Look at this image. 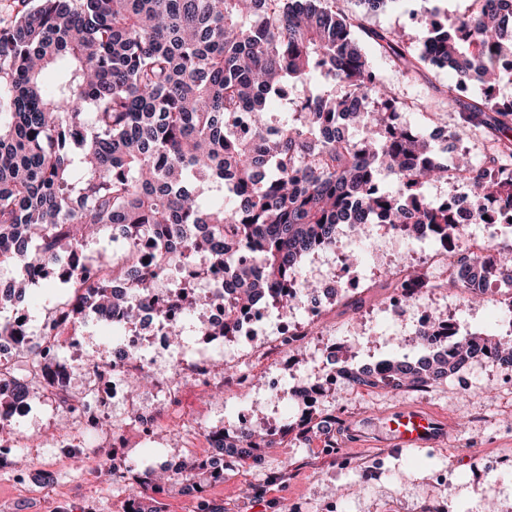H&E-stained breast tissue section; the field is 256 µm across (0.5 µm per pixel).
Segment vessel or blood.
<instances>
[{
	"label": "vessel or blood",
	"mask_w": 512,
	"mask_h": 512,
	"mask_svg": "<svg viewBox=\"0 0 512 512\" xmlns=\"http://www.w3.org/2000/svg\"><path fill=\"white\" fill-rule=\"evenodd\" d=\"M450 421L422 407L396 408L382 414L377 436L388 448H429L445 441Z\"/></svg>",
	"instance_id": "vessel-or-blood-1"
}]
</instances>
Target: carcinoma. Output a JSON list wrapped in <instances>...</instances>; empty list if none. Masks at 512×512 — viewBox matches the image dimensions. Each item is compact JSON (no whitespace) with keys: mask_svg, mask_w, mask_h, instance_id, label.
Here are the masks:
<instances>
[{"mask_svg":"<svg viewBox=\"0 0 512 512\" xmlns=\"http://www.w3.org/2000/svg\"><path fill=\"white\" fill-rule=\"evenodd\" d=\"M448 28L436 9L412 13L424 31L415 45L364 17L336 11L335 0H17L0 19V272L53 267L81 245L102 247L112 279L86 286L84 299L113 301L112 288L148 295V274L132 245L157 241L153 264H191L200 254L234 274L246 305L278 288L283 314L298 304L288 280L304 255L349 225L380 222L411 233L428 226L441 239L463 224H485L497 204L512 207V99L494 94L512 57V0H477ZM409 78L448 69L484 86L435 89L457 113V130L480 134L485 164L456 157L472 206L461 218L421 194L448 180L447 148L396 124L403 103L383 82L363 40ZM55 66L54 86L44 72ZM512 80V73L507 75ZM341 82L336 95L329 86ZM310 89L285 122L272 121L276 94ZM363 123L366 135L346 130ZM404 186L394 195L384 172ZM507 241L480 262L477 275L448 283L473 302L512 279V223ZM429 355L385 363L382 377L351 369L353 387L421 390L470 362L474 347L512 365V342L466 336L447 345L419 336ZM276 444L238 431L231 447L257 462ZM219 478L197 461L174 477L198 486Z\"/></svg>","mask_w":512,"mask_h":512,"instance_id":"cac0c4a2","label":"carcinoma"}]
</instances>
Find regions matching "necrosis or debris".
Segmentation results:
<instances>
[{"instance_id": "necrosis-or-debris-1", "label": "necrosis or debris", "mask_w": 512, "mask_h": 512, "mask_svg": "<svg viewBox=\"0 0 512 512\" xmlns=\"http://www.w3.org/2000/svg\"><path fill=\"white\" fill-rule=\"evenodd\" d=\"M503 227L486 224L478 237L462 235L460 240L439 242L429 231H421L415 241L421 247L419 264L431 275L425 280L404 277L403 267H396L394 287L389 303L398 312L421 298L434 295L436 285L448 275L470 278L474 270L458 267L453 256L458 247H466L476 257L490 253L500 241ZM339 244H331L316 252L319 260H330V270L319 275L321 291L315 301L301 304L302 320L284 316L272 299L254 302L247 309H235L236 295L230 272L208 264L184 267L179 278H172L164 267H151L148 298H140L131 289L123 294L138 304L136 320L126 318L122 308L100 311L95 306L78 302L77 292L64 300L43 308L37 320H29L14 309L0 314L13 329L9 341L0 344V433L7 435L0 445V455H7L31 444L24 425L38 415L62 417L75 423L83 434L94 437L97 447L112 445L110 434L100 431L103 422L133 420L141 443L158 440L163 426L159 398L175 397L184 379L208 385L218 364L233 365L231 383L244 395L233 410L236 429L252 428L255 403L251 395L263 389L279 397L287 413L301 419L323 406L328 393L347 385L349 366L332 367L312 383H293L284 387V367L261 373L255 363L261 346L258 337L271 332V348L281 352H297L305 348L312 335H326L323 318L341 298L359 293L366 282L356 266L344 260ZM206 292L211 301L199 317L188 312V303L197 292ZM233 316L232 328H225L226 316ZM82 317L97 326H111L110 347L96 360H84L85 334L74 325ZM185 326L187 340L169 335L170 323ZM81 373L82 386L72 389L74 373ZM154 379L147 391H137L134 383L141 375ZM37 385L38 394L19 390V383ZM177 429L185 438L202 436L208 448L207 463L213 473H223L230 458L228 439L223 426L200 429L189 417L180 418Z\"/></svg>"}]
</instances>
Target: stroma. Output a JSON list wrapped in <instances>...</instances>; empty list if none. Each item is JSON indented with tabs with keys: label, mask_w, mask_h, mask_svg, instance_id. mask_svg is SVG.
Instances as JSON below:
<instances>
[{
	"label": "stroma",
	"mask_w": 512,
	"mask_h": 512,
	"mask_svg": "<svg viewBox=\"0 0 512 512\" xmlns=\"http://www.w3.org/2000/svg\"><path fill=\"white\" fill-rule=\"evenodd\" d=\"M418 0H393L385 10L368 15L373 28L405 30L411 41L420 31L411 13ZM377 65L384 82L406 101L407 122L427 133L456 125L453 112H433L432 87L455 83L448 70L427 71L425 78L408 79L385 58ZM375 240L356 246L360 273L369 287L360 298V308L350 312L346 304L332 309L326 323L333 329V343L344 345V355L356 364H369L388 355L417 356L421 351L413 336L401 335L387 308L386 280L370 259ZM459 292L449 288L418 300L410 316L424 311L442 312L456 305L463 330L497 332L512 320V313L486 301L458 307ZM240 400L239 393L215 384L203 395L194 381L182 383L178 397L165 404L169 418L196 415L205 422L224 417ZM420 406L450 419L452 428L445 442L435 448L396 449L366 445L348 432L351 422L375 418L387 410ZM324 413L336 416V439L352 468L344 471L335 459L317 450L324 434L310 432L307 439L287 449L278 445L261 449L260 464L234 462L224 480L209 483L205 497L213 512H317L320 504L340 498L342 512H481L491 502L496 512H512V385L500 382L492 372L473 367L472 385L457 394L443 382L423 391L368 392L345 386L326 400ZM149 455L139 444L134 428L117 427L111 448L96 463H89L84 449L54 448L49 440L23 449L14 459L0 457V512H124L135 478L116 481V460L139 462ZM51 467L55 487L34 496L19 491L12 476L14 467ZM447 469V483L432 480L434 471Z\"/></svg>",
	"instance_id": "35a3bbf8"
}]
</instances>
